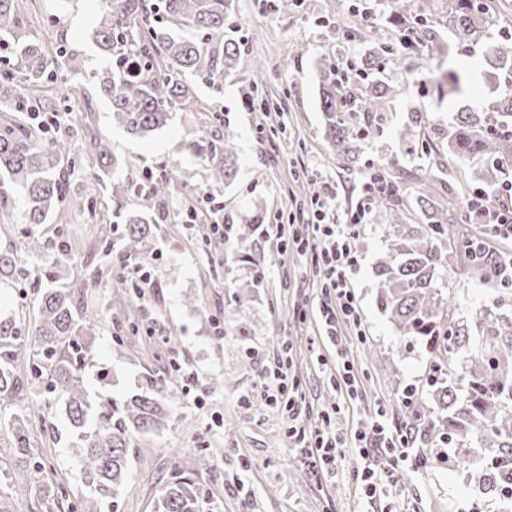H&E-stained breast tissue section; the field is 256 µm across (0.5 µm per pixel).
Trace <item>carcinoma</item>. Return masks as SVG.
<instances>
[{
	"mask_svg": "<svg viewBox=\"0 0 512 512\" xmlns=\"http://www.w3.org/2000/svg\"><path fill=\"white\" fill-rule=\"evenodd\" d=\"M234 0H106L105 10L93 37L109 65L83 75L70 69L67 50L50 52L29 38L19 18V0H0V92L9 112H65L62 98L71 94V82L85 76L112 104V121L129 134L146 139L170 126L178 106L193 96L194 84L204 81L220 88L224 76L239 60L238 43L226 34ZM434 0H388L399 20L433 17ZM444 28L460 46H477L491 38L487 11L476 0H448ZM490 65L498 70L495 92L456 113L448 132V153L460 160L483 161L480 175L488 187L507 178L500 162H512V38L502 37L488 47ZM373 78L359 89L362 111L344 108L346 89L336 74V60L316 59L324 135L336 158L359 161L366 134L387 121L394 88L376 77L379 53L365 58ZM438 88L460 92L467 79L462 70L435 64ZM57 84L51 96H30L23 85ZM427 106L411 113L399 130L401 139L422 143L426 162L406 167L389 159L382 165L388 192L376 198L375 219L394 228L386 256L375 268L377 307L397 330L400 342L415 341L433 354L441 367V380L430 386L437 415L420 410L417 432L432 448L448 442V455L466 463L474 445L487 444L492 455L480 471L486 495L512 501V317L491 309L478 312L470 321L458 316L456 300L446 292L448 282L477 275L491 280L492 265L473 259L468 250L471 236H460L452 215L454 208L440 202L436 185L453 192L451 183H439L431 162L432 139L428 132ZM75 136L98 148L102 172L112 176V196L123 198L138 190L137 182L120 176L123 161L112 155L91 122L79 125ZM184 151L206 156L210 179L220 186L236 174L233 134L207 137L188 131ZM67 142L58 140L30 123L17 121L0 126V224H11L17 197L25 196V219L32 228L21 247L0 252V285L11 287L32 277L31 258L51 261L46 279L64 280L57 288L42 291L33 329L13 313L0 316V401L12 407L0 415V428L11 437L13 459L34 474L17 494L35 493L46 499L53 512L68 497L58 477L41 474L39 451L33 445L28 424L27 392L49 393L60 403L68 421L78 456L82 483L98 501L113 504L126 481L129 448L136 435L165 425L170 404L179 397L176 377L163 380L157 392H143L118 399L95 390L86 380V369L97 358L96 332L102 322L96 310L82 303L87 289L96 285L99 272L89 270L61 277V258L76 255L67 239L55 243L43 239L35 227L46 223L56 210H75L96 215L93 199L75 192L65 164ZM182 181L176 165H166L149 183L151 205L128 214L119 251L122 257L143 259L142 245L153 232L171 190ZM425 216L424 224L404 223L409 200ZM208 502L192 479L179 473L167 483L153 512H206Z\"/></svg>",
	"mask_w": 512,
	"mask_h": 512,
	"instance_id": "1",
	"label": "carcinoma"
}]
</instances>
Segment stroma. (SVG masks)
Instances as JSON below:
<instances>
[{"instance_id": "stroma-1", "label": "stroma", "mask_w": 512, "mask_h": 512, "mask_svg": "<svg viewBox=\"0 0 512 512\" xmlns=\"http://www.w3.org/2000/svg\"><path fill=\"white\" fill-rule=\"evenodd\" d=\"M23 27L31 39L50 49L66 48L79 69H99L105 60L93 41V16L103 0H21ZM372 20H364L362 10ZM382 0H236L231 35L241 44L235 71L225 76L222 90L198 84L190 102L183 104L174 121L148 139H136L112 122L111 104L89 96L76 86L70 100L72 123L79 109L91 104L90 119L115 155L129 163L131 174L159 163L178 164L183 186L170 196L166 220L155 226L146 243L154 285L139 300L143 318L153 319L157 336L129 331L112 316L135 300L124 279L128 269L111 253L125 229L124 210L143 208L146 195L115 202L107 179L98 171L94 147L71 138L76 158L71 169L74 190L90 194L98 223L60 211L39 230L47 239L95 241L93 252H81L70 264L82 273L87 264L106 266L109 276L89 290L87 301L104 314L96 338L98 361L107 377L88 372L91 386L126 398L142 391L146 377L164 378L179 371L182 384L191 388L171 409L163 429L141 435L131 447L125 491L117 512H152L154 501L172 472L190 477L220 512H373L360 497L354 478L358 460L346 450L338 469L313 473L306 459L292 448L289 425L311 430L318 410L339 404L335 426L353 434L376 405H384L393 424L407 412L399 399L409 383H423L431 360L422 344L401 346L393 325L376 305L377 281L373 267L383 257L389 239L386 225L366 224L359 249L362 261L352 281L360 305L364 335L343 329L342 346L358 375V396L348 399L333 387L334 352L321 334L316 314L320 293L305 257L281 256L276 241L258 230L243 241H231L218 251L196 237V225L179 223L175 213L211 189L205 159L185 153L186 130L201 126L211 133L234 135L236 176L215 189L224 199V221L244 224L254 210L267 215L288 210L293 191L299 190L297 159L351 186L368 167L388 158L405 161L406 151L397 130L408 112L420 104L429 107L431 137L442 142L455 113L476 99L491 96L488 65L483 49L467 52L450 48L448 64L471 75L464 94L439 97L434 84L419 88L405 81L407 72L430 70L436 57L428 48L409 54L392 53L394 28L387 20ZM383 45L381 76L395 88L389 124L365 142L360 163L344 170L324 138L323 114L314 60L332 55L337 66L349 72V90L364 79V59L371 48ZM290 56L288 69H280L282 56ZM262 58L265 73L254 72L252 61ZM252 93L257 103L273 98L284 105L273 115L271 129L258 131L256 113L248 111L242 97ZM248 309L246 334L234 328L238 303ZM307 304L308 318L299 322L294 310ZM223 318L224 331L216 333L215 320ZM122 338L121 353H113L114 338ZM284 361L289 374L301 384L308 408L289 422L281 408L267 405L257 392L266 365ZM31 431L45 448L48 472L61 476L72 501L88 498L80 477L78 457L61 416L36 418ZM11 439L0 431V494L8 495L11 512H44L36 495L14 496V486L29 474L10 454ZM208 449L211 468L198 467L201 449ZM394 512H496L488 496L475 493L462 481L453 462L406 472L389 490Z\"/></svg>"}]
</instances>
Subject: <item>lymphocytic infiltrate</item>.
Here are the masks:
<instances>
[{
	"mask_svg": "<svg viewBox=\"0 0 512 512\" xmlns=\"http://www.w3.org/2000/svg\"><path fill=\"white\" fill-rule=\"evenodd\" d=\"M304 177L313 180L317 190L311 196L299 222L273 224L269 230L278 241L281 253L310 255L316 286L320 290L317 317L330 342L336 345L335 362L341 371L336 388L347 395L357 392L354 365L341 350V325L361 326L360 307L351 289V280L360 267L359 239L369 221L371 204L383 194L386 184L376 175L365 177L355 187L345 188L325 177L312 166L302 165ZM350 199L348 209L338 210L340 196ZM466 213L486 227L485 240L471 242L475 257H482L486 239L512 237V206L490 204L486 191H475L466 203ZM258 393L268 403L283 404L289 419H296L305 400L298 381L290 379L282 364L268 365L260 376ZM288 436L298 451L308 459L313 472L336 469L343 449L353 446L358 458L356 478L362 497L373 502L384 496L387 486L396 484L402 473L413 466H426L427 460L416 454L415 439L409 428L390 427L384 408L368 415L364 426L357 429L352 440L330 428L308 433L289 427Z\"/></svg>",
	"mask_w": 512,
	"mask_h": 512,
	"instance_id": "f902f5d3",
	"label": "lymphocytic infiltrate"
}]
</instances>
